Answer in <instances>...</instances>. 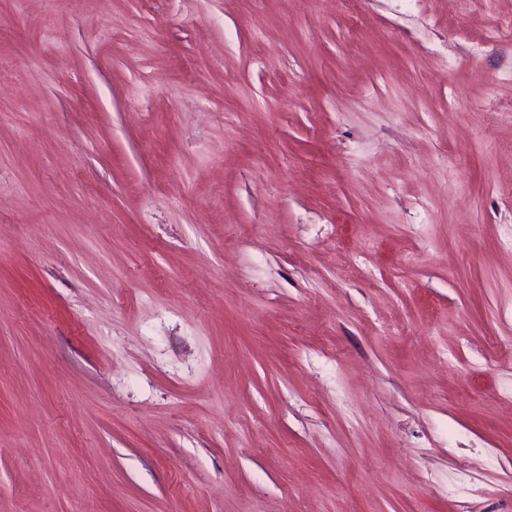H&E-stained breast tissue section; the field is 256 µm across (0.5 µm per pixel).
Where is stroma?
<instances>
[{
	"label": "stroma",
	"instance_id": "1",
	"mask_svg": "<svg viewBox=\"0 0 512 512\" xmlns=\"http://www.w3.org/2000/svg\"><path fill=\"white\" fill-rule=\"evenodd\" d=\"M511 18L0 0V512H512Z\"/></svg>",
	"mask_w": 512,
	"mask_h": 512
}]
</instances>
